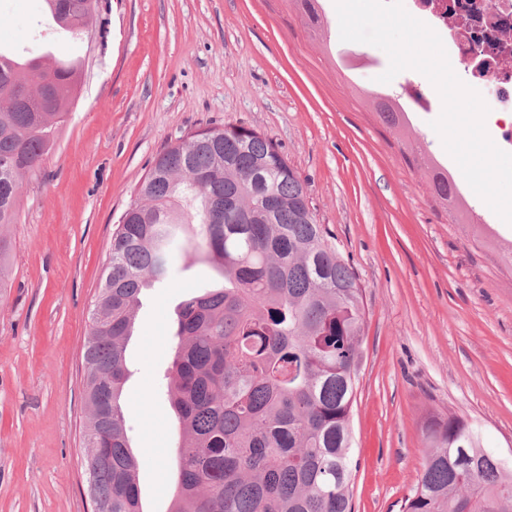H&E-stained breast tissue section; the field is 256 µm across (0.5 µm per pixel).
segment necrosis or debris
I'll return each mask as SVG.
<instances>
[{"instance_id":"4bbe7bcc","label":"necrosis or debris","mask_w":512,"mask_h":512,"mask_svg":"<svg viewBox=\"0 0 512 512\" xmlns=\"http://www.w3.org/2000/svg\"><path fill=\"white\" fill-rule=\"evenodd\" d=\"M409 0L415 16L448 42L451 55L469 74L470 86L492 83L493 112L512 117V0Z\"/></svg>"}]
</instances>
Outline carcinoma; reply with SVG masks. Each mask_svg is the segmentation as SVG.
<instances>
[{"label": "carcinoma", "mask_w": 512, "mask_h": 512, "mask_svg": "<svg viewBox=\"0 0 512 512\" xmlns=\"http://www.w3.org/2000/svg\"><path fill=\"white\" fill-rule=\"evenodd\" d=\"M71 37L99 0H45ZM0 55V228L15 223L23 177L53 145L74 102L75 60ZM403 132L404 112L368 94ZM431 190L468 209L454 178ZM121 214L90 310L84 443L97 512H143L123 410L126 342L144 290L176 285V251L207 263L221 285L182 300L168 392L182 427L170 512H352V428L363 355V288L311 208L304 182L273 139L238 125L204 127L168 146ZM427 453L401 512H512V466L480 444L478 427L434 415Z\"/></svg>", "instance_id": "1"}]
</instances>
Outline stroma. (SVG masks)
I'll use <instances>...</instances> for the list:
<instances>
[{"mask_svg": "<svg viewBox=\"0 0 512 512\" xmlns=\"http://www.w3.org/2000/svg\"><path fill=\"white\" fill-rule=\"evenodd\" d=\"M315 29L299 0H100L77 40L48 26L44 0H0V43L79 61L77 98L39 169L23 179L0 288V512H90L84 349L90 305L119 215L155 157L206 126L272 138L364 288L363 363L352 413L355 512H400L432 414L477 424L512 463V261L452 223L367 93L401 100L410 136L455 179L431 123L442 110L414 70L379 77L387 54L344 42L334 0ZM431 102L405 100L408 81ZM478 220L512 225L469 187ZM183 299L145 290L127 342V425L144 512H169L178 420L163 378Z\"/></svg>", "mask_w": 512, "mask_h": 512, "instance_id": "35a3bbf8", "label": "stroma"}]
</instances>
